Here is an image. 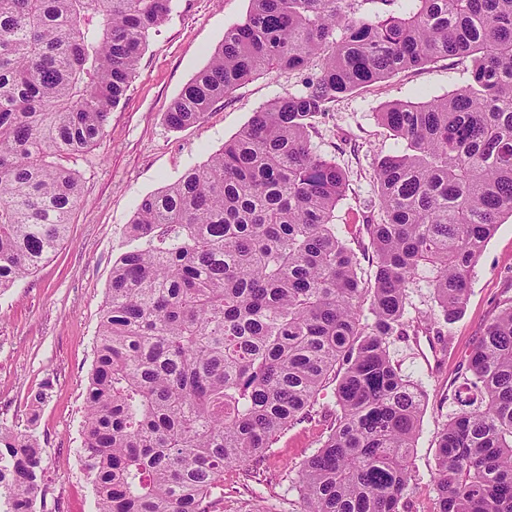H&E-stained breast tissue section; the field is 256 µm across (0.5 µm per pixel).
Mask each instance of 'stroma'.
Returning a JSON list of instances; mask_svg holds the SVG:
<instances>
[{
    "label": "stroma",
    "mask_w": 512,
    "mask_h": 512,
    "mask_svg": "<svg viewBox=\"0 0 512 512\" xmlns=\"http://www.w3.org/2000/svg\"><path fill=\"white\" fill-rule=\"evenodd\" d=\"M249 9V0H175L171 15L151 33L103 138L88 152L62 160L81 185V203L67 238L31 275L0 295V426L33 434L44 450L46 494L37 512H95L92 486L79 458L85 388L112 262L139 202L203 164L260 107L303 87L302 72L261 75L225 97L194 127L176 131L167 125L169 103ZM468 67V60L448 58L403 71L341 99L319 121L317 148L346 177L334 222L352 248L368 242L361 222L367 205L377 200L376 163L398 149L378 112L392 102L445 97L467 80ZM511 302L510 216L487 242L455 321L434 322L438 308L432 289L423 282L411 288L409 315L429 316L427 334L441 345L443 363L430 369L410 336L391 347L393 361L421 381L427 393L405 512H435L438 435L478 337ZM46 382L51 385L46 400L32 406L30 393ZM338 411L335 386L327 384L310 416L289 427L272 448L225 469L224 499L215 512H288L289 502L298 498L299 467L321 447Z\"/></svg>",
    "instance_id": "1"
}]
</instances>
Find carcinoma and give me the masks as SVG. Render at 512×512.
<instances>
[{
	"instance_id": "obj_1",
	"label": "carcinoma",
	"mask_w": 512,
	"mask_h": 512,
	"mask_svg": "<svg viewBox=\"0 0 512 512\" xmlns=\"http://www.w3.org/2000/svg\"><path fill=\"white\" fill-rule=\"evenodd\" d=\"M173 0H0V291L66 238L88 152ZM250 0L171 101L183 130L250 79L312 70L201 165L144 197L112 264L85 391L81 460L97 512H213L224 469L262 455L330 375L340 416L302 463L291 512H403L426 403L390 355L418 333L409 289L461 313L512 216V0ZM448 96L393 102L402 148L375 169L373 283L336 235L346 179L313 142L340 99L437 59ZM369 303L372 321L359 309ZM437 439L436 512H512V304L472 349ZM42 449L0 428V512L44 498Z\"/></svg>"
}]
</instances>
